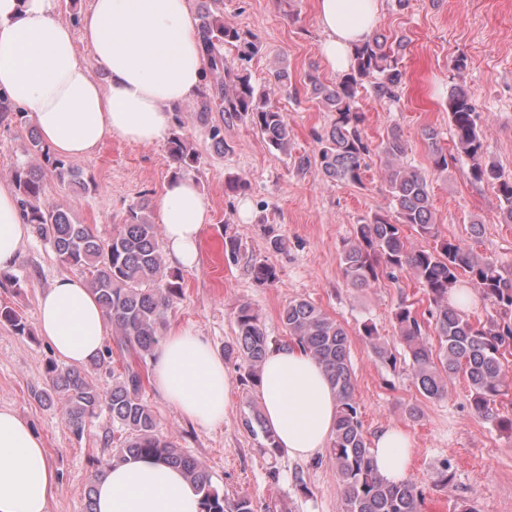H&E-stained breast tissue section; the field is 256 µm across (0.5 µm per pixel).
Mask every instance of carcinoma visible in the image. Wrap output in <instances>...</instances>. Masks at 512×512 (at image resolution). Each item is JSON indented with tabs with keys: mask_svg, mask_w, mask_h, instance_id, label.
I'll list each match as a JSON object with an SVG mask.
<instances>
[{
	"mask_svg": "<svg viewBox=\"0 0 512 512\" xmlns=\"http://www.w3.org/2000/svg\"><path fill=\"white\" fill-rule=\"evenodd\" d=\"M210 4L213 8L200 13L197 26L204 60L197 122L208 129L217 150H224V133L210 124L215 110L231 119L250 122L275 150L288 153V118L270 98L273 87L287 90V70L275 71L268 85L256 86L246 69L224 57V46H233L238 60L247 62L261 51V41L251 32L224 23L222 0H210ZM403 51L402 43L389 46L386 36L377 32L356 48L350 70L335 85H325L316 76H308L312 94L335 113L329 131L319 138L320 171L328 180L362 184L368 146L360 128L363 114L358 93L363 89L379 101L395 100L403 84ZM477 120L478 112L469 93L461 87L453 88L448 95V121L454 131L457 154L469 160V175L474 181L494 185L503 218L512 223V173L485 161ZM424 135L434 169L447 170L448 155L439 144L438 132L428 128ZM29 141L33 151L41 154L43 164L13 171L27 223L38 237L52 245L62 263L84 273L112 325L118 348L146 360L160 343L169 311L183 297V276L165 264L153 210L148 201H138L129 207L124 224L110 237L98 235L89 225L76 222L69 210L42 200L46 170L77 192L89 191L91 182L67 160L50 153L32 130ZM168 150L176 164V178L191 173L200 164L199 152L177 131L170 134ZM381 152L394 213L374 214L357 225L353 239L344 242L341 266L345 282L352 288L365 289L379 284L385 275L392 279L404 272L413 276L427 297L428 314L439 339L435 351L426 342L424 324L414 304L399 303L393 320L410 357L419 391L428 398H440L445 393V379L461 373L468 382L473 411L498 429L512 432V414L504 415L497 407L509 386L503 361L512 352V321L507 319L512 312V276L503 275L497 262L478 256L462 241L441 236L426 177L403 165L407 147L400 134L391 132L382 142ZM405 224L430 245L409 244L402 234ZM253 275L259 283H272L277 271L268 263L257 262ZM468 286L476 288L482 300L490 302L502 317L473 322L450 299L454 289ZM280 318L292 342L324 366L336 393V425L328 453L342 492L341 512H421L422 491L415 479L392 484L373 467L370 442L355 399L347 330L307 300L288 302ZM0 324L10 326L21 336L31 335L26 319L10 306L0 305ZM236 328V345L230 353L237 354L248 378L256 385L269 350V336L259 315L248 304L239 306ZM361 335L378 358L391 365L396 363V355L380 342L375 325L364 324ZM45 374L50 386L38 394V399L48 404L62 401L76 436H81L87 421L103 410L118 425V445L112 449V456L98 462L92 480L99 479L114 463L153 454L183 469L203 493L204 512H254L250 498L230 499L220 494L208 469L183 453L176 441L161 434L154 411L143 399L140 371L127 367L107 388L97 385L87 371L54 362L47 364ZM242 425L254 435L262 434L266 453H281L260 409H251Z\"/></svg>",
	"mask_w": 512,
	"mask_h": 512,
	"instance_id": "1",
	"label": "carcinoma"
}]
</instances>
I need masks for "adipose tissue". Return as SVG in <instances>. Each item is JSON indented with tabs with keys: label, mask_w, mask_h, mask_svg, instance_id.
<instances>
[{
	"label": "adipose tissue",
	"mask_w": 512,
	"mask_h": 512,
	"mask_svg": "<svg viewBox=\"0 0 512 512\" xmlns=\"http://www.w3.org/2000/svg\"><path fill=\"white\" fill-rule=\"evenodd\" d=\"M57 0H0V100L30 115L43 142L66 157L92 154L107 137L151 145L168 134L173 106L196 96L203 79L190 0H91L83 40L107 72L101 85L78 55ZM378 0H316L332 72L349 69L371 35ZM174 265L199 257L207 202L191 178L170 180L158 199ZM31 234L11 185L0 182V271L13 268ZM40 335L66 362L99 356L109 321L86 282L56 279L39 298ZM151 383L178 414L203 430L223 424L231 378L204 336L170 330L151 360ZM266 424L289 457H318L334 430L336 395L324 367L294 344L267 352L260 383ZM371 453L389 482L410 478L408 434L387 426ZM58 477L42 439L13 409L0 407V512H47ZM203 496L182 472L153 456L119 463L95 483V512H202Z\"/></svg>",
	"instance_id": "adipose-tissue-1"
}]
</instances>
